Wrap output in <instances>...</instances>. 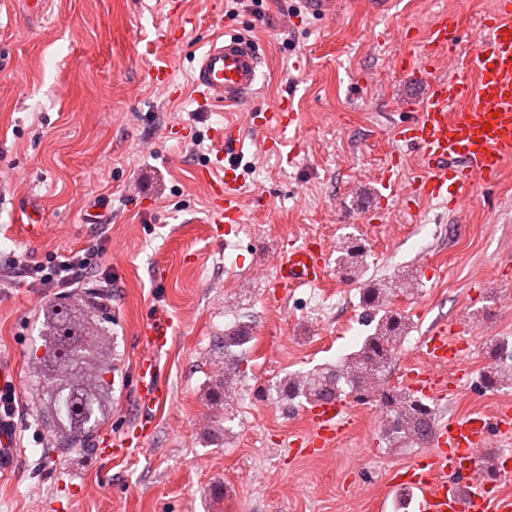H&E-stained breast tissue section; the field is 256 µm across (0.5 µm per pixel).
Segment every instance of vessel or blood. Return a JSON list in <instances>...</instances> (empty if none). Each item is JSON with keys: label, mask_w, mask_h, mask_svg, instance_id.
<instances>
[{"label": "vessel or blood", "mask_w": 512, "mask_h": 512, "mask_svg": "<svg viewBox=\"0 0 512 512\" xmlns=\"http://www.w3.org/2000/svg\"><path fill=\"white\" fill-rule=\"evenodd\" d=\"M341 0H298L300 13L331 19ZM462 38L459 20L440 14L422 34L423 49L403 65V70L423 80L426 91L408 101L410 120L397 126L394 140L415 146L420 165L411 181L394 186L401 198H444L449 208L463 211L472 191L496 183L512 161V0H499L482 27L475 31V45L466 64L451 51ZM261 74V56L245 39L220 34L212 38L194 69L193 84L202 101L237 105L247 101ZM296 115L287 99L262 111L267 128H289ZM224 146V174L212 179L209 169L197 171L198 180L211 189L212 223L242 221L240 180L235 150L240 138L237 124L217 130ZM328 265V250L320 243L282 248L276 257L275 280L285 288L320 284ZM170 322L156 312L142 324V341L149 353L137 366L136 398L141 410L140 429L149 435L154 412L165 403V384L155 351L168 342ZM465 320L438 324L428 330L423 343L430 368L409 371L410 389L436 400L469 383L457 333L469 330ZM310 433L292 440L298 453L334 447L349 426L346 403L340 399L316 404L310 415ZM512 431V414L489 417L473 412L441 420L432 428L434 451L404 469L391 473V489L405 492L414 512H512V492L497 489L504 473L512 471V457L493 462L478 456L493 436Z\"/></svg>", "instance_id": "vessel-or-blood-1"}]
</instances>
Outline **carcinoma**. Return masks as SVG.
<instances>
[{
	"label": "carcinoma",
	"mask_w": 512,
	"mask_h": 512,
	"mask_svg": "<svg viewBox=\"0 0 512 512\" xmlns=\"http://www.w3.org/2000/svg\"><path fill=\"white\" fill-rule=\"evenodd\" d=\"M336 266L348 280L362 285L366 336L336 363L277 379L269 394L286 409L347 395L360 400L376 397L391 416L382 432L387 449L400 453L419 448L431 438L434 409L410 390L385 384L396 345L412 328L408 317L391 309L392 301L399 292L414 293L409 287L413 277L403 273L391 280L370 279L365 248L350 238L340 244ZM108 299V292L101 288H76L42 312L31 371L42 418L63 452L88 446L112 412L117 368L112 326L105 317ZM251 341L246 324L224 333V378L215 386L214 398L221 399L238 387L244 352L235 349ZM490 360L483 372L485 386L512 389V349L494 341Z\"/></svg>",
	"instance_id": "obj_1"
}]
</instances>
